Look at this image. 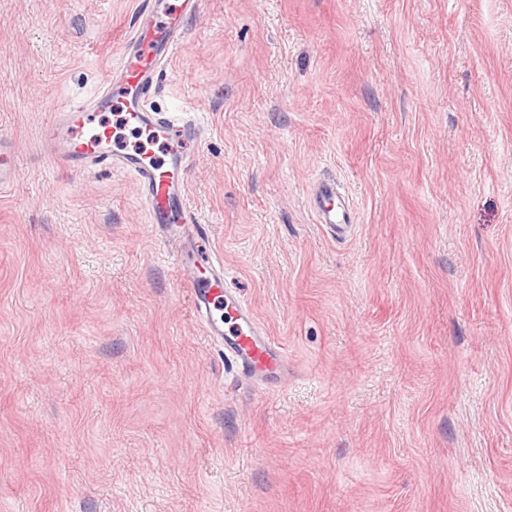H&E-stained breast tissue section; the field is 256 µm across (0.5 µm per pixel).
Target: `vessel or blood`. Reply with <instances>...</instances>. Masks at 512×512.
I'll list each match as a JSON object with an SVG mask.
<instances>
[{
  "mask_svg": "<svg viewBox=\"0 0 512 512\" xmlns=\"http://www.w3.org/2000/svg\"><path fill=\"white\" fill-rule=\"evenodd\" d=\"M197 3L140 0V21L104 82L87 101L62 107L41 138L54 162L76 169L106 163L135 176L147 222L175 249L208 335L250 376L272 371L279 358L245 301L225 290L223 263L210 255L206 229L186 204L185 176L199 127L149 103L158 73L181 41L183 19ZM112 110L122 114L116 128L99 119ZM313 210L317 223L331 229L352 222L350 210H337L331 182L315 187Z\"/></svg>",
  "mask_w": 512,
  "mask_h": 512,
  "instance_id": "vessel-or-blood-1",
  "label": "vessel or blood"
}]
</instances>
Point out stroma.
Masks as SVG:
<instances>
[{"label":"stroma","instance_id":"1","mask_svg":"<svg viewBox=\"0 0 512 512\" xmlns=\"http://www.w3.org/2000/svg\"><path fill=\"white\" fill-rule=\"evenodd\" d=\"M137 2L0 0V512H512V0L185 17L150 100L203 127L188 203L283 358L250 378L133 178L46 159ZM313 210L318 224L328 228L344 230L352 227L351 211L336 210V183H321L313 193Z\"/></svg>","mask_w":512,"mask_h":512}]
</instances>
